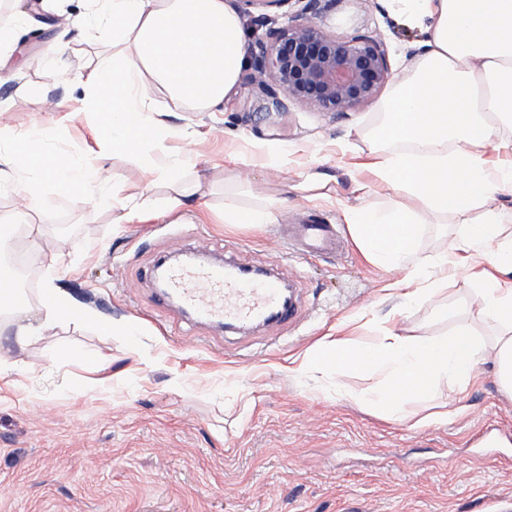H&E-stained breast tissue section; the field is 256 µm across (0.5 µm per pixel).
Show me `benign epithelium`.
Here are the masks:
<instances>
[{
    "mask_svg": "<svg viewBox=\"0 0 512 512\" xmlns=\"http://www.w3.org/2000/svg\"><path fill=\"white\" fill-rule=\"evenodd\" d=\"M320 0H307L304 16L272 29L251 56L249 83L272 99L300 101L327 112H346L372 100L389 79L383 44L357 35L339 39L321 29L311 14Z\"/></svg>",
    "mask_w": 512,
    "mask_h": 512,
    "instance_id": "1",
    "label": "benign epithelium"
}]
</instances>
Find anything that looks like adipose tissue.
I'll use <instances>...</instances> for the list:
<instances>
[{"label": "adipose tissue", "instance_id": "obj_1", "mask_svg": "<svg viewBox=\"0 0 512 512\" xmlns=\"http://www.w3.org/2000/svg\"><path fill=\"white\" fill-rule=\"evenodd\" d=\"M395 11L425 35L426 50L413 77L392 101L381 104L387 133L408 140L410 150L386 152L374 171L380 183L418 201L421 211L464 215L483 209L466 225L457 245L432 256L416 246L419 213L398 205H366L348 222L366 258L385 269L405 270L394 289L408 298L434 296L443 280L433 270L467 265L473 287L472 321L494 327L487 336L470 324L442 336H409L382 328L362 340L336 337L304 355L305 374L335 368L337 374L377 375L361 395L385 419L398 418L407 400H429L441 380L463 392L480 366L491 365L502 391L512 395V210L493 206L512 196V0H393ZM86 20L112 31V66L90 72L84 83L87 109L102 117L99 139L106 154H123L162 178L181 175L187 156L164 151L182 137L180 128L154 116L143 95L147 82L162 87L172 102L200 109L223 104L245 63V34L225 0H87ZM44 131L34 126L21 138L0 144V180L15 173L26 207L51 215L58 197L81 202L90 180L100 179V202L116 199V179L102 178V165L82 154L50 156ZM494 150L507 162L490 165ZM43 324L97 323L108 333L133 336L132 322L98 320L49 290Z\"/></svg>", "mask_w": 512, "mask_h": 512}]
</instances>
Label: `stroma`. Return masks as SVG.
I'll list each match as a JSON object with an SVG mask.
<instances>
[{
	"label": "stroma",
	"mask_w": 512,
	"mask_h": 512,
	"mask_svg": "<svg viewBox=\"0 0 512 512\" xmlns=\"http://www.w3.org/2000/svg\"><path fill=\"white\" fill-rule=\"evenodd\" d=\"M42 2V19L16 27L17 51L0 68V127L17 135L43 125L50 154L75 148L92 159L99 118L83 107V82L111 66L112 35L83 26L84 0ZM228 3L250 49L264 36L256 17L282 27L303 8ZM61 15L73 22L69 47L51 63L36 33L59 36ZM315 21L340 39L384 42L390 77L376 100L343 113L291 100L271 113L247 67L214 112L176 105L149 85L166 122L190 134L168 145L192 157L181 178L157 179L116 154L120 195L139 205V218L119 222L95 188L84 203L58 199L52 223L32 216L27 321L38 322L55 288L101 319L134 321L138 334L61 324L21 343L11 318H0V512H512V397L489 369L453 397L441 381L431 400L407 403L402 421L356 402L374 383L367 375L288 370L329 334L364 336L382 322L410 336L448 333L466 321L472 295L460 274L434 297L388 295L395 271L366 260L346 220L368 202L394 200L370 168L400 145L382 135L379 107L412 75L423 33L395 17L390 0H323ZM265 144L286 146V165L243 172L236 157ZM191 184L197 192L184 195ZM174 197L180 206L167 210ZM264 204L278 208L277 223L224 221L227 207ZM312 217L338 225L339 245L304 259L290 232ZM476 218L426 215L418 249L448 251ZM177 243L252 267L280 258L281 277L297 286V319L249 334L178 321L158 307L151 275ZM59 252L66 261L53 264ZM450 400L457 411L448 421H426Z\"/></svg>",
	"instance_id": "obj_1"
}]
</instances>
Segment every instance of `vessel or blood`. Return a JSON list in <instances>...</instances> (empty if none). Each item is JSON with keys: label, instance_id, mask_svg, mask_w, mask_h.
<instances>
[{"label": "vessel or blood", "instance_id": "b4317fda", "mask_svg": "<svg viewBox=\"0 0 512 512\" xmlns=\"http://www.w3.org/2000/svg\"><path fill=\"white\" fill-rule=\"evenodd\" d=\"M300 230L304 256L315 258L335 251L332 225L313 220L301 225ZM157 300L163 307L177 301L181 311L206 323L285 324L295 315V303L277 279L244 270L235 274L221 266L172 267L167 286Z\"/></svg>", "mask_w": 512, "mask_h": 512}]
</instances>
